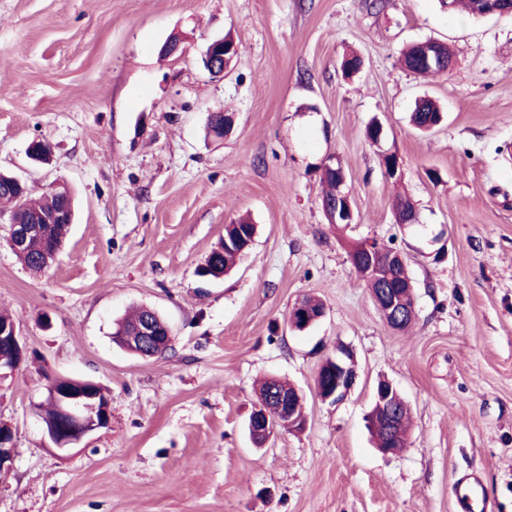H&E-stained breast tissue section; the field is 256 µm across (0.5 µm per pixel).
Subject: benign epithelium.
Wrapping results in <instances>:
<instances>
[{
  "label": "benign epithelium",
  "instance_id": "benign-epithelium-1",
  "mask_svg": "<svg viewBox=\"0 0 512 512\" xmlns=\"http://www.w3.org/2000/svg\"><path fill=\"white\" fill-rule=\"evenodd\" d=\"M480 14L484 16L512 15V5L504 6L499 0H481ZM224 40L216 39L208 44L202 55L204 68L214 77L224 76L227 70V57L224 55ZM347 204L346 210L340 212L329 205L323 206V211L336 215V223L352 224L355 222V214L348 193H342ZM33 229L20 224L11 225L7 243L12 251L22 249ZM365 250L371 258L367 271L371 272L379 265H385L392 271H397L405 264L404 257L396 250L385 251L381 244L369 239L366 241ZM371 297L378 312L389 326L402 321L406 313L404 295L400 288L370 289ZM326 311L313 312L306 307L303 301L296 302L290 309L288 320L292 327L306 329L319 322ZM132 347L142 352H152L162 347L160 337L155 335L153 323H148L139 328L138 334L128 337ZM8 349L14 355V362L3 364L0 362V378L13 373L21 364L23 349L20 344L16 326H0V351ZM332 376V381L323 385L315 383L317 395L323 401L337 403L343 400L353 389L357 372L349 350L343 346L336 348V355L330 357L321 366L318 376ZM303 401L298 389H293L288 394L271 393L267 399H258L252 411L248 425L254 434L268 441L279 429L295 431L306 425V417L294 412L296 403ZM403 401L402 396L389 382H380L375 388L374 403L369 412V418L379 415L385 417L390 425H395L398 418L396 407ZM44 402H52L57 406V419L54 422L46 419L41 411V404H36V414L43 423V430L51 441L53 448L65 455L78 447L82 441L92 432L104 428L110 423L109 402L98 401V396L87 390L77 394L65 393L54 385L46 386ZM15 455L14 435L12 428L0 423V474L11 469Z\"/></svg>",
  "mask_w": 512,
  "mask_h": 512
}]
</instances>
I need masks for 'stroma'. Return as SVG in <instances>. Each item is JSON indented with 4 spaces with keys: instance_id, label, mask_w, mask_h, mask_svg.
Masks as SVG:
<instances>
[{
    "instance_id": "obj_1",
    "label": "stroma",
    "mask_w": 512,
    "mask_h": 512,
    "mask_svg": "<svg viewBox=\"0 0 512 512\" xmlns=\"http://www.w3.org/2000/svg\"><path fill=\"white\" fill-rule=\"evenodd\" d=\"M225 35L237 56L214 78L201 55ZM172 36L183 52L162 56ZM426 39L450 45L448 72L401 64ZM352 52L363 67L349 79ZM423 97L445 112L426 134L409 122ZM212 112L234 118L224 138L207 133ZM35 141L47 162L31 159ZM332 158L351 224L322 209ZM0 170L32 196L60 184L75 200L38 275L0 215V314L25 351L0 379L15 446L0 512H464L453 489L471 476L489 512H512V16L439 0H0ZM399 193L416 223H396ZM243 216L252 247L202 282ZM367 238L405 257L407 330L386 325L351 265ZM307 296L326 315L298 332L288 314ZM137 306L171 332L147 359L112 340ZM340 344L357 379L334 404L315 379ZM50 377L108 391L109 426L64 456L35 414ZM266 377L300 390L307 422L257 449L246 422ZM382 379L412 416L388 456L366 428Z\"/></svg>"
}]
</instances>
